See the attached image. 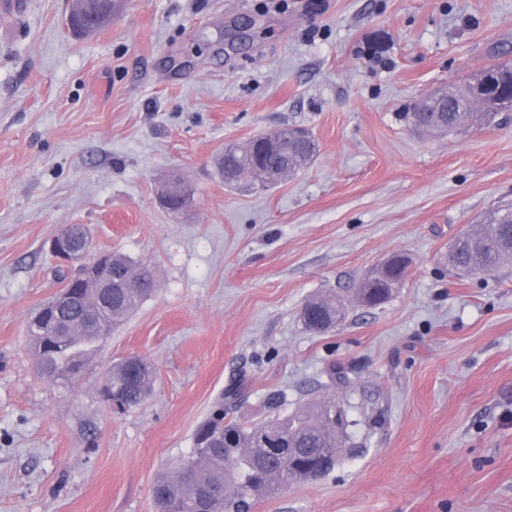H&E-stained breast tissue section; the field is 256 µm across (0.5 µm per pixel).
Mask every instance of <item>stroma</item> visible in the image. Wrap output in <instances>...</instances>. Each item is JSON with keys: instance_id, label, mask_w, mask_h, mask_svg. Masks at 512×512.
<instances>
[{"instance_id": "stroma-1", "label": "stroma", "mask_w": 512, "mask_h": 512, "mask_svg": "<svg viewBox=\"0 0 512 512\" xmlns=\"http://www.w3.org/2000/svg\"><path fill=\"white\" fill-rule=\"evenodd\" d=\"M77 36L72 0L0 22V512H155L224 390L226 419L335 397L353 453L253 512H512V265L474 276L448 246L512 200V112L461 134L414 103L512 60V0H114ZM310 130L314 163L225 184L229 144ZM181 179L180 212L161 194ZM87 225L98 250L151 264L154 293L80 378L40 375L27 322L60 287L49 242ZM410 258L388 302L363 275ZM345 299L323 335L299 312ZM137 355L142 405L100 389ZM110 375L102 384L101 393L114 412H119L120 407L116 401L112 400V397L120 401L123 406L122 412H125L141 405L154 390L155 371L147 361L139 356H127L116 362L112 365Z\"/></svg>"}]
</instances>
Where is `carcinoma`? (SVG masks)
<instances>
[{
	"label": "carcinoma",
	"mask_w": 512,
	"mask_h": 512,
	"mask_svg": "<svg viewBox=\"0 0 512 512\" xmlns=\"http://www.w3.org/2000/svg\"><path fill=\"white\" fill-rule=\"evenodd\" d=\"M112 0H75L69 24L77 34H86L108 23L112 17ZM489 74L497 85L512 87V65L496 64L474 75L460 90V97L434 101L427 112H409L405 119L417 130H426L428 122L439 130L464 131L483 124L489 117L504 111L496 102V91L487 90V105L479 111L464 106V101L478 93L481 78ZM275 136L278 148L269 145ZM318 145L310 135L297 133L294 127L265 131L243 145H230L217 158L224 181L234 183L244 176L271 178L275 183L307 169L313 162ZM189 192L184 184L171 182L164 194L171 210L186 203ZM512 202L492 209L481 224L459 234L450 246L448 266L459 273L493 272L512 264ZM112 272L123 283L135 288H114L103 300L106 318L112 328L121 325L155 287V272L137 265L120 252L112 253ZM408 265L399 253L382 271H369L357 289L360 303L380 305L391 298V282H404ZM47 335L29 337L30 347L40 362L57 378L67 376L74 366H85L101 342L86 325L84 311L58 312L50 305L41 307ZM342 312L339 301L313 297L301 309L305 327L324 334L336 327V314ZM76 327L71 336L55 335L62 318ZM112 396L128 411L141 405L153 392L156 375L143 358L131 355L112 365ZM336 398L327 397L300 405L287 415L273 414L258 423L224 420V398L219 399L210 417L197 429L194 448L188 463H180L173 474L161 475L153 485L156 512H251L261 498L275 495L293 483L315 480L336 465L346 444L345 429L330 418ZM276 430L286 447L292 449L295 465L258 447L256 436Z\"/></svg>",
	"instance_id": "cac0c4a2"
}]
</instances>
